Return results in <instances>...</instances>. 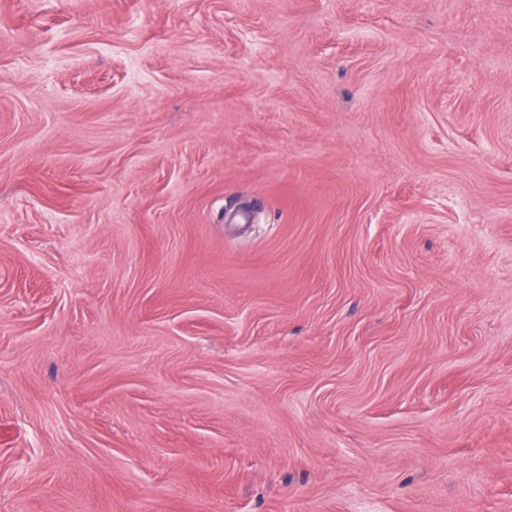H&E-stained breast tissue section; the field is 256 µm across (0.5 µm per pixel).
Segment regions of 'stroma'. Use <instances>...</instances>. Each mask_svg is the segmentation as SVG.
<instances>
[{"label":"stroma","mask_w":512,"mask_h":512,"mask_svg":"<svg viewBox=\"0 0 512 512\" xmlns=\"http://www.w3.org/2000/svg\"><path fill=\"white\" fill-rule=\"evenodd\" d=\"M0 512H512V0H0Z\"/></svg>","instance_id":"35a3bbf8"}]
</instances>
